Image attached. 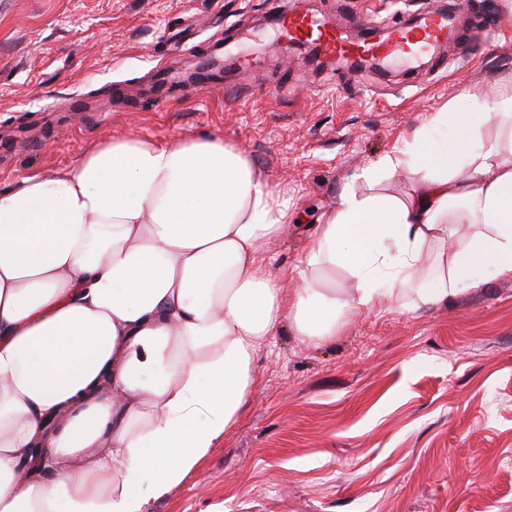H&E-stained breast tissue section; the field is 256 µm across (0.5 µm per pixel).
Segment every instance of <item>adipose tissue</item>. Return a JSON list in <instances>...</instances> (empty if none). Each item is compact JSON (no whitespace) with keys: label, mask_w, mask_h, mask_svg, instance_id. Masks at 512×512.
I'll use <instances>...</instances> for the list:
<instances>
[{"label":"adipose tissue","mask_w":512,"mask_h":512,"mask_svg":"<svg viewBox=\"0 0 512 512\" xmlns=\"http://www.w3.org/2000/svg\"><path fill=\"white\" fill-rule=\"evenodd\" d=\"M491 121L512 132V99L434 113L385 156L407 197L343 189L305 257L355 279L340 293L262 273L288 205L220 139L117 138L0 191V512H145L236 422L282 320L322 341L403 289L434 305L512 276V144Z\"/></svg>","instance_id":"obj_1"}]
</instances>
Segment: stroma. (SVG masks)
Wrapping results in <instances>:
<instances>
[{"label":"stroma","instance_id":"35a3bbf8","mask_svg":"<svg viewBox=\"0 0 512 512\" xmlns=\"http://www.w3.org/2000/svg\"><path fill=\"white\" fill-rule=\"evenodd\" d=\"M287 0H0V189L98 143L217 137L288 203L263 272L298 279L340 192L410 193L362 169L436 112L512 98V0H468L464 39L387 73L281 54L256 20ZM436 0H317L349 30ZM237 424L146 512H512V277L448 302L344 318L324 341L282 322Z\"/></svg>","mask_w":512,"mask_h":512}]
</instances>
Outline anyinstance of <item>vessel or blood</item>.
Instances as JSON below:
<instances>
[{"instance_id": "b4317fda", "label": "vessel or blood", "mask_w": 512, "mask_h": 512, "mask_svg": "<svg viewBox=\"0 0 512 512\" xmlns=\"http://www.w3.org/2000/svg\"><path fill=\"white\" fill-rule=\"evenodd\" d=\"M279 24L289 42L316 46L328 59L399 56L410 60L454 37L447 16L433 11L425 13L419 27L396 25L385 39L369 37L359 42L350 41L334 24L305 12L289 11Z\"/></svg>"}]
</instances>
